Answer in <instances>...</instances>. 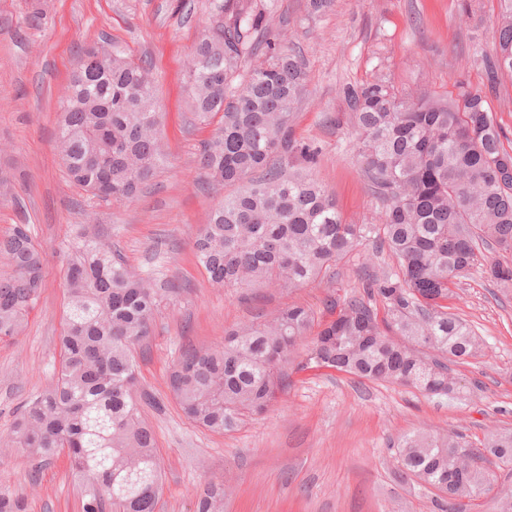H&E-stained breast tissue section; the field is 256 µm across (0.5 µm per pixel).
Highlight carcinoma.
Here are the masks:
<instances>
[{
	"instance_id": "obj_1",
	"label": "carcinoma",
	"mask_w": 512,
	"mask_h": 512,
	"mask_svg": "<svg viewBox=\"0 0 512 512\" xmlns=\"http://www.w3.org/2000/svg\"><path fill=\"white\" fill-rule=\"evenodd\" d=\"M494 56H481L488 91L512 77V0H499ZM254 0H224L188 66L195 114L215 125L199 154L209 184H233L194 241L216 288H298L315 282L364 242L396 271L372 273L363 293L332 302L336 318L309 337L315 318L298 305L243 323L208 348L185 349L169 388L196 426L222 434L265 411L288 385L290 356L305 365L382 379L428 396L456 393L448 366L481 356L482 343L448 312L451 286L480 265L484 246L512 252V154L487 95L458 85L452 101L397 92L377 78L343 90L353 148L381 202L378 224H348L336 198L306 168L318 148L293 134L306 73ZM82 52L64 87L57 147L71 181L109 202L132 199L164 165L150 68L112 43ZM12 274L0 278V338L14 339L43 287V259L27 226L0 238ZM485 273L512 286V267ZM66 330L57 382L16 417L12 445L34 461L67 454L82 512H155L163 473L136 398V345L150 335L158 292L131 273L91 224L67 270ZM381 301L385 316L374 303ZM401 477L435 491L440 512L489 494L512 471V430L474 444L461 432L413 431L396 446ZM196 512H224V484L208 483Z\"/></svg>"
}]
</instances>
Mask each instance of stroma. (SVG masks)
I'll list each match as a JSON object with an SVG mask.
<instances>
[{"label":"stroma","instance_id":"obj_1","mask_svg":"<svg viewBox=\"0 0 512 512\" xmlns=\"http://www.w3.org/2000/svg\"><path fill=\"white\" fill-rule=\"evenodd\" d=\"M271 21L307 72L295 111L297 139L320 153L312 174L344 220L373 224L378 204L353 150L342 90L386 78L398 91L447 98L458 85L483 89L477 53L495 51L498 0H331L316 15L308 0H273ZM217 19L215 0H0V237L28 225L43 256L44 287L24 334L0 341V491L23 512H80L67 455L36 466L8 447L13 422L33 394L52 385L65 330L66 261L83 225L118 245L130 269L159 293L149 337L137 348L138 392L163 466L156 512H196L212 481L224 512H432L431 494L399 479L394 441L424 429L458 430L472 441L512 429V289L476 268L453 289L449 312L483 341L480 357L455 364V398L429 397L395 382L288 365V387L267 411L214 434L193 426L167 387L183 347H208L227 331L291 305L316 321L330 302L360 291L365 266L391 270L363 247L322 281L300 288H215L192 244L230 187L202 182L198 154L213 133L190 107L187 61ZM117 43L150 65L163 114L167 161L126 202L92 198L68 177L56 145L58 100L82 51Z\"/></svg>","mask_w":512,"mask_h":512}]
</instances>
